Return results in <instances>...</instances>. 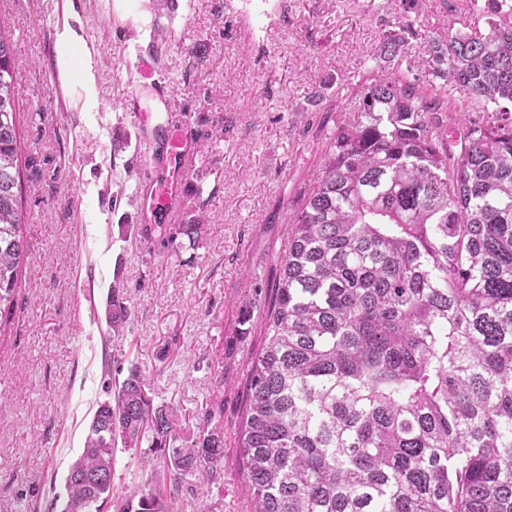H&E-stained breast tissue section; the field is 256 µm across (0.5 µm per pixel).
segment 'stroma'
I'll list each match as a JSON object with an SVG mask.
<instances>
[{"label":"stroma","instance_id":"35a3bbf8","mask_svg":"<svg viewBox=\"0 0 512 512\" xmlns=\"http://www.w3.org/2000/svg\"><path fill=\"white\" fill-rule=\"evenodd\" d=\"M0 0V27L20 60L13 73L23 165L27 265L13 316L0 323V512H49L83 447L108 381L130 364L155 403L195 431L214 399L212 360H224V466L218 482L179 479L176 512H249L237 458L248 364L261 342L244 321L251 280L272 283L288 248V219L344 120L318 112L314 91L337 79L359 97L379 74L374 52L401 0ZM414 65L425 39L486 33L467 0H418ZM94 83L67 69L65 28ZM168 92L192 140H206L187 177L180 223L210 221L196 243L139 221L137 193L167 164L124 104L136 94L137 54ZM124 288V338L110 337L105 302Z\"/></svg>","mask_w":512,"mask_h":512}]
</instances>
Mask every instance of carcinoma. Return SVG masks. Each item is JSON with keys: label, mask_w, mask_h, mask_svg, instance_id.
<instances>
[{"label": "carcinoma", "mask_w": 512, "mask_h": 512, "mask_svg": "<svg viewBox=\"0 0 512 512\" xmlns=\"http://www.w3.org/2000/svg\"><path fill=\"white\" fill-rule=\"evenodd\" d=\"M484 35L450 31L412 72L413 21L384 37L388 78L323 149L261 314L239 456L250 512H512V0H468ZM0 28V320L28 255L12 72ZM455 90L433 93L427 78ZM497 107V119L460 113ZM201 210L176 234L194 244ZM130 316L113 287L105 319ZM148 449L140 451L143 443ZM141 484L114 485L118 448ZM224 400L189 435L133 364L98 404L61 512H174L171 484L213 482Z\"/></svg>", "instance_id": "cac0c4a2"}]
</instances>
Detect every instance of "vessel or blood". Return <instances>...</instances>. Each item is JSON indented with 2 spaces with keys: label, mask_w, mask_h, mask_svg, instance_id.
Wrapping results in <instances>:
<instances>
[{
  "label": "vessel or blood",
  "mask_w": 512,
  "mask_h": 512,
  "mask_svg": "<svg viewBox=\"0 0 512 512\" xmlns=\"http://www.w3.org/2000/svg\"><path fill=\"white\" fill-rule=\"evenodd\" d=\"M125 109L136 119L138 126H151L153 135L165 146L171 165L166 179L155 182L150 192L140 195V219L145 224L158 219L172 220L186 193V177L196 167V152L173 114L159 117L142 111L135 98L127 101Z\"/></svg>",
  "instance_id": "b4317fda"
}]
</instances>
